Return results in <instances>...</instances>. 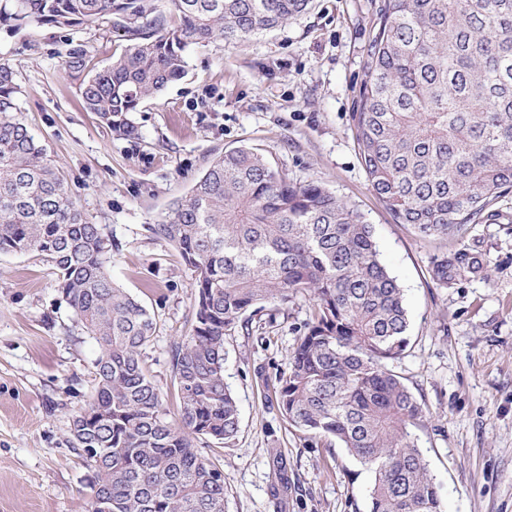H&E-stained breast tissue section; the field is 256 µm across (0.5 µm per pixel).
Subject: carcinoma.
<instances>
[{"label":"carcinoma","instance_id":"1","mask_svg":"<svg viewBox=\"0 0 512 512\" xmlns=\"http://www.w3.org/2000/svg\"><path fill=\"white\" fill-rule=\"evenodd\" d=\"M0 0V27L112 21L127 45L99 67L68 53L86 111L120 138L138 135L142 102L186 73L192 46L244 43L305 13L312 0ZM15 73L0 63V253L46 255L77 321L99 345L91 399L73 437L92 472L88 512H224V477L195 441L230 445L240 431L224 382V336L252 307L315 300L279 374L288 425L336 441L372 473L370 512H443L409 427L428 408L386 366L408 344L403 289L370 225L314 182L300 183L258 149L215 156L154 226L192 271L194 325L174 358L181 395L167 418L143 366L155 317L111 278L114 239L70 198L19 112ZM360 157L373 191L422 237L457 245L431 262L451 287L487 275L468 230L512 190V0H384L359 107Z\"/></svg>","mask_w":512,"mask_h":512}]
</instances>
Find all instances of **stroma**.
Here are the masks:
<instances>
[{"mask_svg": "<svg viewBox=\"0 0 512 512\" xmlns=\"http://www.w3.org/2000/svg\"><path fill=\"white\" fill-rule=\"evenodd\" d=\"M383 0H313L311 9L246 43L187 53L186 76L134 115L119 139L85 112L65 70L70 47L97 65L126 42L110 22L72 29L0 28V61L18 85L19 115L55 160L68 191L118 248L113 280L152 314L143 364L170 413L180 400L176 346L194 321L192 273L153 232L214 155L262 148L290 179L320 184L371 224L404 290L409 345L390 364L429 409L412 433L444 512H512V191L501 217L471 228L490 275L450 288L430 273L448 240L398 223L372 190L352 114ZM307 295L246 312L224 338V380L239 407L231 445L202 447L224 476L226 512H368L372 475L346 448L288 427L275 402L280 372L314 313ZM98 345L78 324L46 256L0 254V512H87L91 472L72 414L94 391Z\"/></svg>", "mask_w": 512, "mask_h": 512, "instance_id": "stroma-1", "label": "stroma"}]
</instances>
